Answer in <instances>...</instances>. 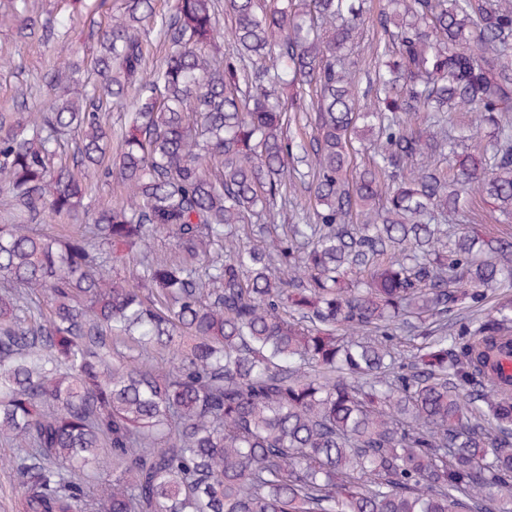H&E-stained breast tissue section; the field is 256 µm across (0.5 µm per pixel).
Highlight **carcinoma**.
<instances>
[{"instance_id":"1","label":"carcinoma","mask_w":512,"mask_h":512,"mask_svg":"<svg viewBox=\"0 0 512 512\" xmlns=\"http://www.w3.org/2000/svg\"><path fill=\"white\" fill-rule=\"evenodd\" d=\"M67 5L43 20L10 0L0 21L49 43L87 0ZM93 14L95 51L51 65L49 100L0 107L17 512H512V233L448 226L475 195L512 222V0ZM450 112L474 113L466 135ZM302 192L313 221L278 223ZM372 38H375L372 28L366 27L363 34L359 35V38L355 40V50L356 53H359V56H355V60L358 62V68H360L357 79L359 80L362 88L366 86L368 73L373 70L371 58L366 54L367 45Z\"/></svg>"}]
</instances>
